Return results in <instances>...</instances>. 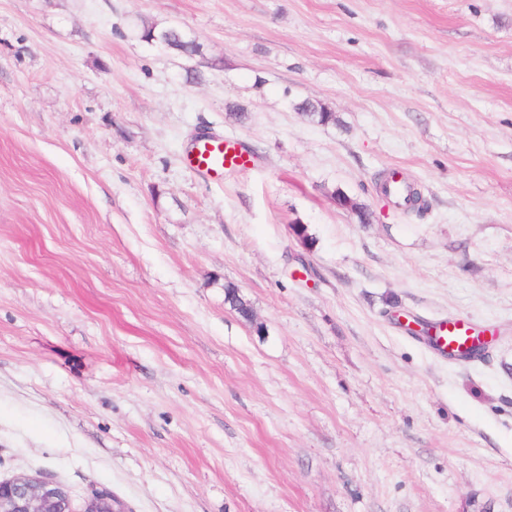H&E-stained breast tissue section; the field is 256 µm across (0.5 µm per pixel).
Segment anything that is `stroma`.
<instances>
[{
  "instance_id": "obj_1",
  "label": "stroma",
  "mask_w": 512,
  "mask_h": 512,
  "mask_svg": "<svg viewBox=\"0 0 512 512\" xmlns=\"http://www.w3.org/2000/svg\"><path fill=\"white\" fill-rule=\"evenodd\" d=\"M202 132L249 168L188 169ZM393 167L423 217L380 195ZM400 313L492 338L449 359ZM18 475L77 510L512 512V0H0ZM141 37L147 41L166 42L169 45H174L181 53L188 56H193L200 52V46L195 41L187 40L177 28L171 27L155 32L152 27H144ZM324 108L323 105L318 106L309 100L302 101L294 106V109L301 115L314 119L321 125H336V114ZM121 507L113 500V497L95 491L91 493L84 501L80 512H124Z\"/></svg>"
}]
</instances>
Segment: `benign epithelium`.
Returning a JSON list of instances; mask_svg holds the SVG:
<instances>
[{"instance_id":"obj_1","label":"benign epithelium","mask_w":512,"mask_h":512,"mask_svg":"<svg viewBox=\"0 0 512 512\" xmlns=\"http://www.w3.org/2000/svg\"><path fill=\"white\" fill-rule=\"evenodd\" d=\"M0 512H75L67 493L57 482L29 475L0 481ZM80 512H122L113 497L96 491Z\"/></svg>"}]
</instances>
